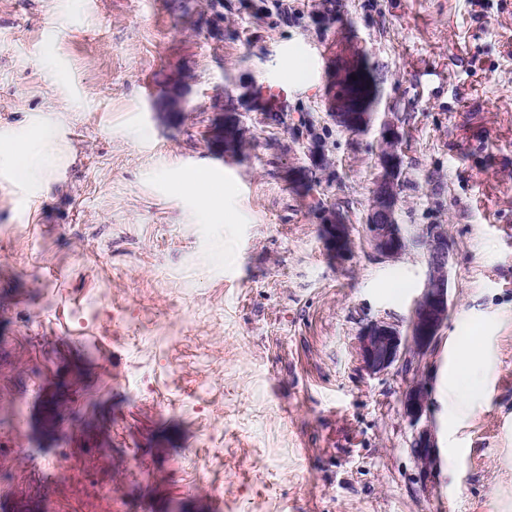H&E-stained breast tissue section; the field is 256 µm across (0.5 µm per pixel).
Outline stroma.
<instances>
[{
    "label": "stroma",
    "mask_w": 512,
    "mask_h": 512,
    "mask_svg": "<svg viewBox=\"0 0 512 512\" xmlns=\"http://www.w3.org/2000/svg\"><path fill=\"white\" fill-rule=\"evenodd\" d=\"M348 45L398 124L399 223L455 243L438 343L380 376L357 338L407 325L425 264L365 238L379 131L327 116ZM179 81L188 111L158 114ZM200 168L210 208L179 187ZM473 336L494 368L463 411ZM0 512H512V0H0ZM14 157L18 166L27 167L30 172L43 168L47 162L48 154L46 151H38L32 144L21 143L14 148ZM325 236L335 255H343L350 251L352 240L346 224L324 225ZM403 409L410 424L418 426L427 410V391L418 381L406 391ZM413 451L419 460L429 464L433 460L435 437L432 427L425 424L420 427L412 445Z\"/></svg>",
    "instance_id": "stroma-1"
}]
</instances>
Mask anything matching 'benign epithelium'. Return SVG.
I'll return each instance as SVG.
<instances>
[{
    "instance_id": "benign-epithelium-1",
    "label": "benign epithelium",
    "mask_w": 512,
    "mask_h": 512,
    "mask_svg": "<svg viewBox=\"0 0 512 512\" xmlns=\"http://www.w3.org/2000/svg\"><path fill=\"white\" fill-rule=\"evenodd\" d=\"M363 70L359 58L347 53L344 64L336 69V98L328 115L338 127L352 132L368 130L374 113L363 97L345 93L356 72ZM185 87L175 86L166 91L156 105L158 112L185 111ZM399 137L398 126L389 115L381 122L380 143L385 145ZM380 174L373 189V204L366 216L367 239L376 255L395 261L413 248L423 252L425 281L421 293L412 307L407 330L382 320L367 324L358 336L359 355L363 368L377 375L400 359L413 354L423 356L435 345L440 331L448 321L449 273L453 263L454 246L443 224L406 225L396 222L394 211L395 185L401 160L397 153L386 151L378 156ZM325 236L336 255L350 251L352 240L346 224L324 225ZM404 414L413 426L420 429L412 445L422 462L433 460L435 437L432 427L420 425L427 410V391L416 382L406 391L403 400Z\"/></svg>"
}]
</instances>
